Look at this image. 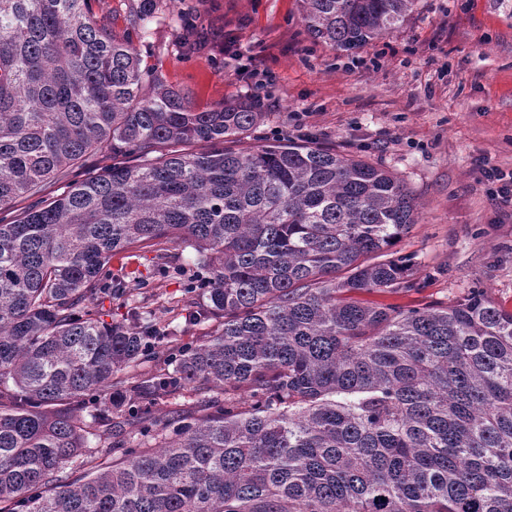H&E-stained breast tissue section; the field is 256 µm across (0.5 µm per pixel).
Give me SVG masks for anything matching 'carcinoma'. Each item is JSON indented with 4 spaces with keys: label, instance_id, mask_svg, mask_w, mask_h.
<instances>
[{
    "label": "carcinoma",
    "instance_id": "cac0c4a2",
    "mask_svg": "<svg viewBox=\"0 0 512 512\" xmlns=\"http://www.w3.org/2000/svg\"><path fill=\"white\" fill-rule=\"evenodd\" d=\"M90 2L0 0V213L112 159L0 217V512H512V311L477 286L355 298L415 288L391 254L417 223L404 182L315 142L239 146L258 99L196 108ZM415 2L301 0L302 21L350 51ZM166 9L131 0L129 25ZM168 244L206 271L162 266L215 322L195 342L138 306L102 320L145 296L112 257ZM79 171H84V170H78V171L76 170V172L71 174L72 176H70L69 179L63 178L60 180H53L51 182L46 183L43 187L42 193L38 197L29 198V199H21V200L17 201L14 205V208H12L9 211V213H11L9 215V217L18 215L19 213H21L22 211L27 209L28 206L33 204V202L37 201L39 198L41 200L48 201V200H51L52 198L56 197L57 195L61 194L68 186L67 183L70 180L75 179L74 175L76 173H78Z\"/></svg>",
    "mask_w": 512,
    "mask_h": 512
}]
</instances>
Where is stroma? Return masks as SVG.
I'll list each match as a JSON object with an SVG mask.
<instances>
[{
    "mask_svg": "<svg viewBox=\"0 0 512 512\" xmlns=\"http://www.w3.org/2000/svg\"><path fill=\"white\" fill-rule=\"evenodd\" d=\"M182 16L207 34L185 55ZM133 39L199 109L259 98L258 142L307 133L405 182L418 217L396 249L417 286L365 301L449 303L478 286L512 310V205L476 166L512 170V0H417L403 23L351 51L313 43L297 0H171L168 19Z\"/></svg>",
    "mask_w": 512,
    "mask_h": 512,
    "instance_id": "1",
    "label": "stroma"
}]
</instances>
